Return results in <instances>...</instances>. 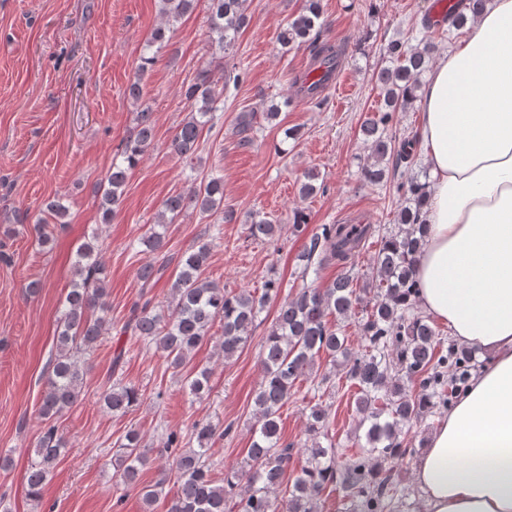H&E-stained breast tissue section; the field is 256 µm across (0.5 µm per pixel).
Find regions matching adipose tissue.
I'll return each mask as SVG.
<instances>
[{
    "label": "adipose tissue",
    "instance_id": "adipose-tissue-1",
    "mask_svg": "<svg viewBox=\"0 0 512 512\" xmlns=\"http://www.w3.org/2000/svg\"><path fill=\"white\" fill-rule=\"evenodd\" d=\"M417 103L432 178L418 305L491 360L415 479L425 512H512V0H491Z\"/></svg>",
    "mask_w": 512,
    "mask_h": 512
}]
</instances>
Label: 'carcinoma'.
<instances>
[{"mask_svg": "<svg viewBox=\"0 0 512 512\" xmlns=\"http://www.w3.org/2000/svg\"><path fill=\"white\" fill-rule=\"evenodd\" d=\"M160 13L176 22L194 9L195 0H158ZM485 0H455L442 22L459 28L468 21L467 14L477 15ZM247 0H210V30L219 48L231 43L232 35L246 21ZM321 0H304L303 6L278 32L283 47L307 45L308 69L295 78L299 91L312 102L321 103V93L333 80L340 64V53L320 41ZM167 28L153 30L147 39L146 52L140 57L138 74L127 88L130 99L137 102L143 94L140 73L155 62L153 47H164L169 41ZM433 45L405 49L399 42L388 47L395 66L379 71L377 80L383 92L384 109L367 114L360 132L372 142L373 156L363 168L365 180L377 183L385 177L382 163L388 157L395 165L414 162L415 142L405 140L392 146L383 130L392 112L414 102V90L428 68ZM224 89L218 87L205 68L184 90L190 105L189 115L177 127L172 140L175 153L192 156L203 145V132L213 124ZM152 113H136L133 136L119 152L120 160L112 162L99 203L100 221L109 224L115 207L121 202L131 171L138 166L152 144ZM428 183L413 178L400 191L407 202L397 213V230L381 237L373 256L372 275L366 287L373 290L366 312L364 333L368 351H352L348 336L336 324V318L347 315L361 302L353 288V280L336 277L324 288H303L293 296L280 298L282 284L268 280L263 292L255 295L242 290L234 292L208 279L205 271L209 260L206 244L183 253L177 262L171 286L172 300L167 307L154 306L151 300L132 304L120 334L130 333L152 344L165 355L171 367L178 369L203 344L213 340L211 329L221 328L216 343L224 359L229 360L250 339V331L267 304L280 301L275 321L268 330L261 353L263 379L254 397L257 424L244 466L224 474V484L211 477L210 451L215 443L216 428L197 423L187 436L171 430L164 448L171 452V471L176 476L177 492L168 512H321V499L326 490H340L347 512H396L400 495L392 464L415 452L411 448V424L440 406L451 405L460 395V380L448 376V367L458 371L469 366L470 351L453 345L448 354H437L438 339L432 323L414 308L418 291L414 274L417 255L423 245L426 224L422 209ZM206 216L221 214L232 220L233 213L224 211V179L205 176L192 181L190 189L168 196L158 212L155 227L141 238L151 251L166 246L165 233L158 231L174 223L187 209ZM281 226L266 217L252 221L254 237L274 238ZM371 234L365 224H323L310 236L300 254L303 271L312 262L346 263ZM75 279L66 294L60 316L58 350L47 391L39 407L44 425L36 448L37 461L26 478L28 495L38 500L48 477L66 448L65 438L56 419L78 402L85 375L80 356L96 348L106 318L95 315L107 311L105 298L107 274L99 260V246L86 242L76 251L73 265ZM167 271V265L148 263L137 272L140 288L153 287ZM326 356L333 367L358 389L356 410L360 426L365 428L363 452L343 464L336 460V443L326 430L328 410L320 405L311 409L307 435L311 446L305 458L294 465V445L282 441L280 410L288 402L295 382L310 371L315 362ZM418 381L420 392L406 390L403 378ZM209 372L202 368L187 376L190 394L202 398L208 390ZM142 398L140 390L130 384L115 383L103 390L106 407L113 413H125ZM189 438L198 447L184 444ZM113 465L125 483H136L141 469L149 460L150 449L142 445L139 433L131 429L115 444ZM166 479L142 488V499L151 512L162 497ZM288 484V498L280 502L276 491Z\"/></svg>", "mask_w": 512, "mask_h": 512, "instance_id": "cac0c4a2", "label": "carcinoma"}]
</instances>
